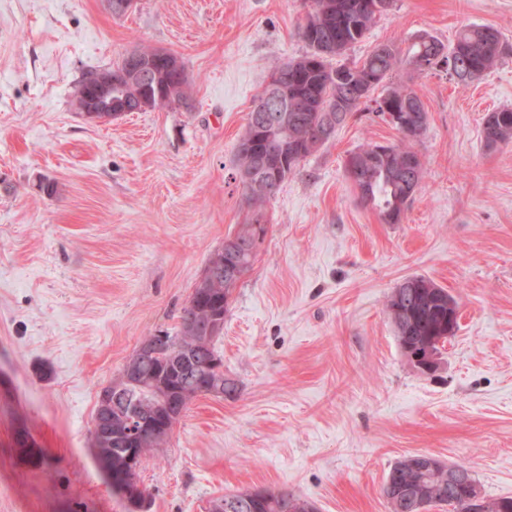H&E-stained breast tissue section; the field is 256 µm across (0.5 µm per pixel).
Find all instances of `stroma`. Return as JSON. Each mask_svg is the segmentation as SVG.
Returning <instances> with one entry per match:
<instances>
[{
  "mask_svg": "<svg viewBox=\"0 0 512 512\" xmlns=\"http://www.w3.org/2000/svg\"><path fill=\"white\" fill-rule=\"evenodd\" d=\"M304 0H0V512H127L93 453L98 394L144 337L178 332L212 254L250 212L236 146L272 70L306 50ZM512 48V0H393L366 42L451 44L465 25ZM179 55L188 106L95 122L83 75L136 45ZM428 112L425 177L400 223L361 202L346 155L400 134L361 104L263 207L265 235L215 346L235 395L194 399L139 470L142 512H208L218 496L286 491L318 512H388L404 456L467 464L512 497V51L464 86L401 68ZM422 275L455 296L435 372L404 355L383 310ZM26 429L45 458L15 439ZM482 133L484 146L489 150L512 143V108L489 112L484 117Z\"/></svg>",
  "mask_w": 512,
  "mask_h": 512,
  "instance_id": "stroma-1",
  "label": "stroma"
}]
</instances>
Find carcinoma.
<instances>
[{"label":"carcinoma","instance_id":"cac0c4a2","mask_svg":"<svg viewBox=\"0 0 512 512\" xmlns=\"http://www.w3.org/2000/svg\"><path fill=\"white\" fill-rule=\"evenodd\" d=\"M326 10L308 12L306 30L308 35L301 36L306 51L278 66L298 79L297 88L308 95L317 105L323 106L332 98L352 100L351 110L372 97L373 92L382 89L389 104L408 117L409 131H401L402 139L396 144H366L360 146L354 154L358 159V170L351 179L358 189L362 201L379 209L382 220L387 224H397L407 210L417 192L424 176V164L410 141L420 137L427 124L418 122L424 103L414 90L405 86H391L389 79L394 71L409 67L416 60L420 67H430L439 62L453 65L459 83L465 85L481 78L493 68L500 57L507 52L499 32L491 26L465 25L456 34L452 44L445 45L430 35L415 38L406 52L399 51L392 44L375 45L361 61H348V52L362 42L370 33L378 13L363 7L364 0H328ZM338 64H333V61ZM127 95L133 100L145 98L150 102L149 108H166L180 105L190 98V85H185L173 92H168L165 84L158 86H134L127 89ZM318 121V113L311 112L308 118L288 119L281 136L280 147L285 152H292L294 145L302 147V154L288 162V173H293L300 162L317 151L320 145L310 142L306 124ZM484 146L491 150L501 144L512 143V108H501L488 113L483 120ZM280 187L267 178H256L245 186L248 201L253 213L249 221L241 225L239 237L242 241L253 234V227L259 223L258 213L270 195ZM237 283L220 281L213 285L214 295L219 299L220 314H225L228 297ZM431 302H426L417 288L409 289L406 294H398L392 289L386 297L385 309L392 320L397 339L412 336V343L436 342L438 338L448 335V290L435 284ZM208 317L204 304L189 303L184 307L180 319L193 318L203 321ZM218 354L215 345L200 352L197 361L201 366L187 374H166L161 362L149 360L143 368L161 376L172 388L187 393V401H192L205 387L206 369L202 363ZM154 392L147 388L133 387L127 393L126 405L122 412L113 414L116 422L121 423L130 413L141 405H147ZM106 467L109 471L107 480L124 483L137 492L140 500H145L146 490L138 488L140 482L137 473L127 471L123 458L113 452L112 438L105 440L101 448ZM390 472L398 473L397 483L401 488L419 499H429L434 492L448 485L447 472L441 468L435 470L423 481L420 475L409 465L406 459L397 461ZM266 503L262 504L252 498L253 492H237L234 497L245 503L239 512H276L273 504L285 496L283 492L264 491Z\"/></svg>","mask_w":512,"mask_h":512}]
</instances>
